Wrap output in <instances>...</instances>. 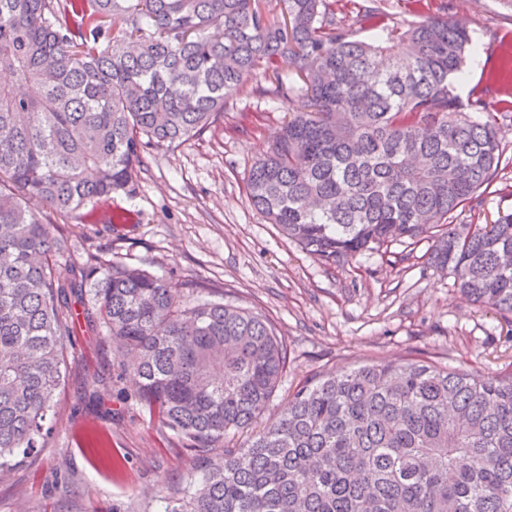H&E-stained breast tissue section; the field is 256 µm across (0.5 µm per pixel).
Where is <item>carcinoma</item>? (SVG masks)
Here are the masks:
<instances>
[{
    "mask_svg": "<svg viewBox=\"0 0 512 512\" xmlns=\"http://www.w3.org/2000/svg\"><path fill=\"white\" fill-rule=\"evenodd\" d=\"M349 2L0 0V476L50 432L72 293L124 356L119 382L202 458L157 512H512V369L409 356L315 373L213 457L288 368L272 321L191 283L178 305L172 283L97 256L58 275L65 242L46 211L131 192L146 153L206 131L247 91L288 113L247 178L269 223L329 265L428 239L468 299L512 316V212L444 225L501 171L497 119L473 116L491 103L455 94L469 28L446 2L407 0L418 20L404 29Z\"/></svg>",
    "mask_w": 512,
    "mask_h": 512,
    "instance_id": "cac0c4a2",
    "label": "carcinoma"
}]
</instances>
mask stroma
Here are the masks:
<instances>
[{
    "mask_svg": "<svg viewBox=\"0 0 512 512\" xmlns=\"http://www.w3.org/2000/svg\"><path fill=\"white\" fill-rule=\"evenodd\" d=\"M473 34L461 102L512 96V8L502 0H451ZM283 113L255 96L233 97L223 120L199 136L150 152L134 190L79 215H49L69 249L62 278L92 255L148 270L177 286L209 288L225 301L272 320L288 345V371L266 410L274 416L296 386L334 372L407 354L451 369L493 373L512 366V323L468 301L452 274L428 261L429 244L395 243L329 265L265 221L246 198L253 162L269 149ZM505 167L457 224H483L512 210V124L500 126ZM66 384L51 416L54 430L35 463L0 479V512H142L152 497L185 485L190 451L169 444L135 399L89 402L94 377L119 371L112 344L78 323L66 345ZM66 482H58V474Z\"/></svg>",
    "mask_w": 512,
    "mask_h": 512,
    "instance_id": "obj_1",
    "label": "stroma"
}]
</instances>
